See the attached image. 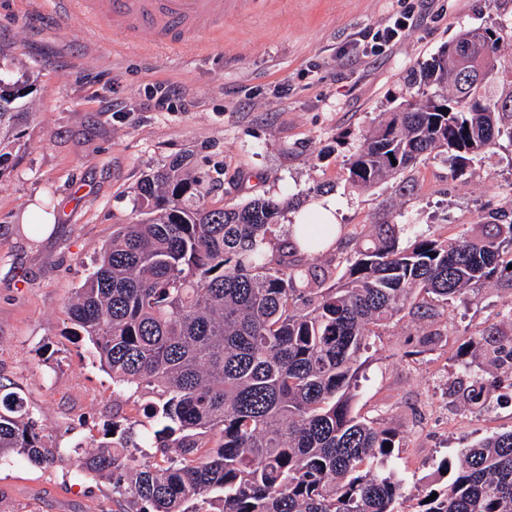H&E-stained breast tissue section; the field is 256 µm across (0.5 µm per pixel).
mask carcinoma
Listing matches in <instances>:
<instances>
[{
	"label": "carcinoma",
	"instance_id": "obj_1",
	"mask_svg": "<svg viewBox=\"0 0 512 512\" xmlns=\"http://www.w3.org/2000/svg\"><path fill=\"white\" fill-rule=\"evenodd\" d=\"M503 32L463 29L411 73V100L348 160L352 185L372 188L431 157L463 168L504 140L512 145ZM28 89L26 75L0 70V164L27 117L17 100ZM137 190L145 218L112 233L66 309L73 334L88 338L112 374L113 392L154 395L142 409L147 433L131 443L115 409L110 439L62 448L23 397L6 393L0 466L65 462L71 478L108 481L117 512H404L400 480L382 469L396 434L353 411L362 351L371 327L406 310L425 317L428 298L446 303L498 273L512 277L502 260L512 218L493 219V233L417 235L404 248L401 226L386 224L338 278L274 252L276 200L210 208L201 203L204 177L184 173L180 160ZM331 233L330 224L303 225L305 248ZM482 353L512 370V348ZM441 466L447 485L428 487L417 512H512V430Z\"/></svg>",
	"mask_w": 512,
	"mask_h": 512
}]
</instances>
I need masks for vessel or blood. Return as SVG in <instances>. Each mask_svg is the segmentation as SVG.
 Masks as SVG:
<instances>
[{
    "mask_svg": "<svg viewBox=\"0 0 512 512\" xmlns=\"http://www.w3.org/2000/svg\"><path fill=\"white\" fill-rule=\"evenodd\" d=\"M107 29L132 38L148 30L180 45L221 31L228 0H70Z\"/></svg>",
    "mask_w": 512,
    "mask_h": 512,
    "instance_id": "obj_1",
    "label": "vessel or blood"
}]
</instances>
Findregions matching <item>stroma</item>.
Returning <instances> with one entry per match:
<instances>
[{"label":"stroma","mask_w":512,"mask_h":512,"mask_svg":"<svg viewBox=\"0 0 512 512\" xmlns=\"http://www.w3.org/2000/svg\"><path fill=\"white\" fill-rule=\"evenodd\" d=\"M403 12L417 18L410 34L372 53V34ZM493 21L512 25V0H243L223 35L178 49L148 32L102 34L64 0H0V49L34 75L31 117L0 166V391L25 397L62 447L102 438L113 408L138 418L149 395L113 393L65 304L113 231L139 219L140 180L175 158L209 177L206 205L282 202L277 244L299 212L334 200L335 246L303 258L320 269L344 270L381 224L411 225L405 246L414 232L471 235L512 211L506 145L461 171L437 158L366 190L347 180L366 132L409 98L408 72ZM34 205L55 217L48 235L22 223ZM511 309L512 281L497 276L370 337L353 409L395 432L410 504L446 484L442 460L512 430L511 389L460 394L482 367L469 341L512 343ZM112 510L107 482L23 460L0 468V512Z\"/></svg>","instance_id":"obj_1"}]
</instances>
